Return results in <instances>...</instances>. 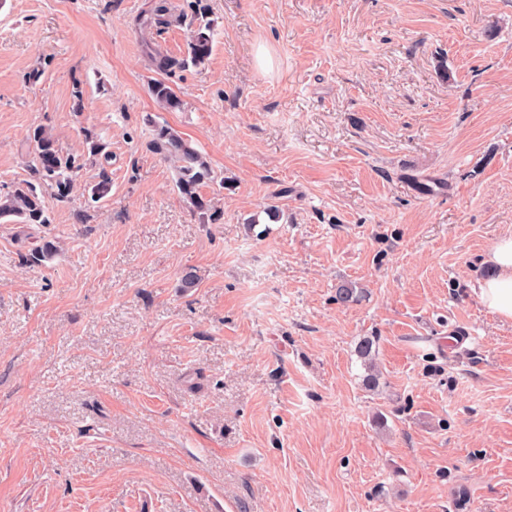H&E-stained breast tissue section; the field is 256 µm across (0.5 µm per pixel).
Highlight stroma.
<instances>
[{
  "instance_id": "1",
  "label": "stroma",
  "mask_w": 512,
  "mask_h": 512,
  "mask_svg": "<svg viewBox=\"0 0 512 512\" xmlns=\"http://www.w3.org/2000/svg\"><path fill=\"white\" fill-rule=\"evenodd\" d=\"M148 2L0 0V193L33 125L112 153L106 198L0 224V512H512V322L474 292L512 233V0H210L173 112L148 54L187 31ZM149 93L164 109L169 111L183 108L182 100L175 94L165 79L154 80L149 85ZM154 127L153 139L149 146L175 165L176 187L189 204L206 215L211 223L221 220L223 213L212 204L211 198L202 193V188L214 182L215 175L210 162L177 131L166 125H157L148 118Z\"/></svg>"
}]
</instances>
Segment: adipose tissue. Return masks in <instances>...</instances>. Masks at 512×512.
Here are the masks:
<instances>
[{
	"label": "adipose tissue",
	"mask_w": 512,
	"mask_h": 512,
	"mask_svg": "<svg viewBox=\"0 0 512 512\" xmlns=\"http://www.w3.org/2000/svg\"><path fill=\"white\" fill-rule=\"evenodd\" d=\"M494 274L479 281L481 303L499 318L512 321V234L499 237L485 255Z\"/></svg>",
	"instance_id": "adipose-tissue-1"
}]
</instances>
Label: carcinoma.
<instances>
[{"label": "carcinoma", "instance_id": "obj_1", "mask_svg": "<svg viewBox=\"0 0 512 512\" xmlns=\"http://www.w3.org/2000/svg\"><path fill=\"white\" fill-rule=\"evenodd\" d=\"M166 15L168 9L161 3L154 7L153 18H141L139 22L145 27L152 23L176 24L189 31V40L181 55L150 51V60L156 70L170 77L190 66L204 68L213 51L215 29L208 0H183L182 9L173 19L166 18ZM149 93L166 110L183 108L182 100L164 79L151 82ZM152 127L154 133L149 146L153 152L174 163L178 191L211 223H217L221 220V211L212 204L211 198L202 193V188L215 180L210 162L174 129L155 123ZM27 140L33 149L29 164L31 179L0 195L1 221L26 225L50 224L51 202L69 201L79 190L91 191V199L97 201L111 191L109 166L112 154L107 150L108 144L98 134L85 131L82 146L69 151L61 148L51 131L42 125L32 126ZM88 166L98 169V180L89 188L80 182L81 172Z\"/></svg>", "mask_w": 512, "mask_h": 512}]
</instances>
